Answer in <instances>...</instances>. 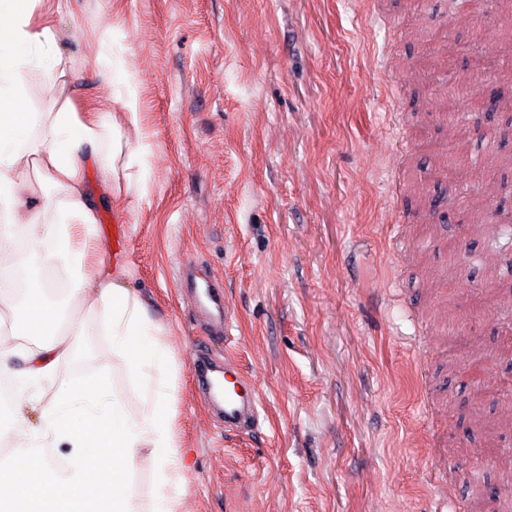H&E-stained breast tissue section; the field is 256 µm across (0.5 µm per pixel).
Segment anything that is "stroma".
Segmentation results:
<instances>
[{
	"mask_svg": "<svg viewBox=\"0 0 512 512\" xmlns=\"http://www.w3.org/2000/svg\"><path fill=\"white\" fill-rule=\"evenodd\" d=\"M47 2L60 49L80 61L78 106L120 107L101 94L95 48L136 78L149 195L134 214L102 195L98 221L126 225L127 285L167 326L191 454L184 512H446L470 483H493L491 460L472 461L466 484L450 453L482 436L444 332L493 353L504 315L468 305L478 266L434 289L448 251L423 235L410 191L440 192L417 137L448 118L429 105L437 73L415 60L450 0ZM511 28L493 9L455 32L488 49ZM459 247L496 256L512 285L511 237L475 231ZM187 264L222 288V337L202 332ZM203 349L218 362L232 352L256 381L257 429L225 431L192 371ZM100 371L138 413L109 337H80L56 376Z\"/></svg>",
	"mask_w": 512,
	"mask_h": 512,
	"instance_id": "stroma-1",
	"label": "stroma"
}]
</instances>
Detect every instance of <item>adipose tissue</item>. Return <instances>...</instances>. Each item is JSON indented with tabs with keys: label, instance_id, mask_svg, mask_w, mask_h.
Instances as JSON below:
<instances>
[{
	"label": "adipose tissue",
	"instance_id": "1",
	"mask_svg": "<svg viewBox=\"0 0 512 512\" xmlns=\"http://www.w3.org/2000/svg\"><path fill=\"white\" fill-rule=\"evenodd\" d=\"M42 0H0V298L17 306L11 331L0 334V371L20 359L17 406L31 384L54 376L75 351L76 339L101 331L112 357L125 367L143 407L129 414L121 397L98 379L60 385L41 405L42 447L69 446L64 467L27 459L16 445L14 465L0 472V512H183L187 450L175 428L178 370L166 347L164 325L139 289L109 270L96 234L102 202L87 184L95 173L108 193L143 199L149 190L152 146L142 134L132 74L97 52L107 93L122 109L77 108L71 76L75 60L57 46ZM52 108L32 111L30 78ZM43 192L33 206L35 192ZM26 241L30 268L19 275L17 247ZM69 283V311L52 309L46 289ZM43 336L34 347L19 336ZM149 451L158 490L140 499L133 490L135 459Z\"/></svg>",
	"mask_w": 512,
	"mask_h": 512
}]
</instances>
